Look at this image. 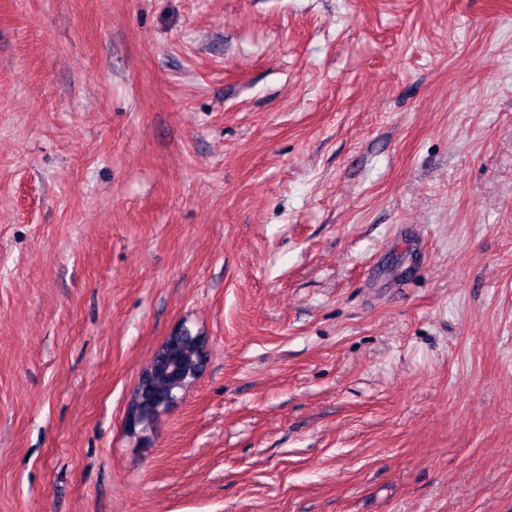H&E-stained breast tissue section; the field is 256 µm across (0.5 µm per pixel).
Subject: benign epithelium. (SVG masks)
Instances as JSON below:
<instances>
[{
	"label": "benign epithelium",
	"mask_w": 512,
	"mask_h": 512,
	"mask_svg": "<svg viewBox=\"0 0 512 512\" xmlns=\"http://www.w3.org/2000/svg\"><path fill=\"white\" fill-rule=\"evenodd\" d=\"M184 325L173 329L156 349L151 362L141 371L130 398L133 407L127 408L126 424L134 430L140 426L138 416L142 410L157 414L167 411L179 402L169 399L157 382L174 379L186 390L202 375L207 361L209 338L198 331L183 335Z\"/></svg>",
	"instance_id": "benign-epithelium-1"
}]
</instances>
